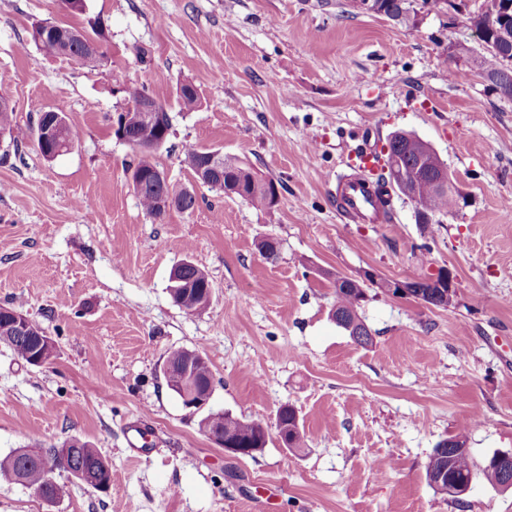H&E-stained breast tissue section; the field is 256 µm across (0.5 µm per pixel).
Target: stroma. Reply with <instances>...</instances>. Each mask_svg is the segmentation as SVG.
I'll use <instances>...</instances> for the list:
<instances>
[{"label": "stroma", "mask_w": 512, "mask_h": 512, "mask_svg": "<svg viewBox=\"0 0 512 512\" xmlns=\"http://www.w3.org/2000/svg\"><path fill=\"white\" fill-rule=\"evenodd\" d=\"M485 3L455 0L407 27L348 0H86L79 15L62 0H0V94L17 123L35 125L41 107L79 132L51 162L35 140L0 141V306L56 345L37 368L0 343V457L78 438L112 466L104 492L56 471L69 495L54 505L0 476V512H512V491L478 482L455 505L425 479L437 443L473 411L484 415L468 432L475 457L512 450V101L476 76L451 79L444 54L452 40L482 53L466 16ZM95 19L108 29L97 68L29 38L36 22ZM183 82L196 111L178 105ZM142 86L171 118L161 169L199 198L160 221L142 210L133 152L111 128ZM399 130L446 162L456 208L423 224L395 192L390 222L345 223L337 176ZM187 143L273 180L274 209L197 184L178 161ZM266 236L276 260L258 249ZM185 258L212 283L199 314L169 294ZM443 268L457 289L449 309L369 289L371 345L331 317L333 272L411 280ZM179 349L207 358L211 411L271 426L293 405L304 448L272 436L255 456H225L167 386ZM135 428L149 440L138 458Z\"/></svg>", "instance_id": "1"}]
</instances>
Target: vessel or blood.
Returning a JSON list of instances; mask_svg holds the SVG:
<instances>
[{"label":"vessel or blood","mask_w":512,"mask_h":512,"mask_svg":"<svg viewBox=\"0 0 512 512\" xmlns=\"http://www.w3.org/2000/svg\"><path fill=\"white\" fill-rule=\"evenodd\" d=\"M377 162L369 149L356 152L351 173L337 183L338 211L342 219L381 221L384 207L373 187Z\"/></svg>","instance_id":"1"}]
</instances>
